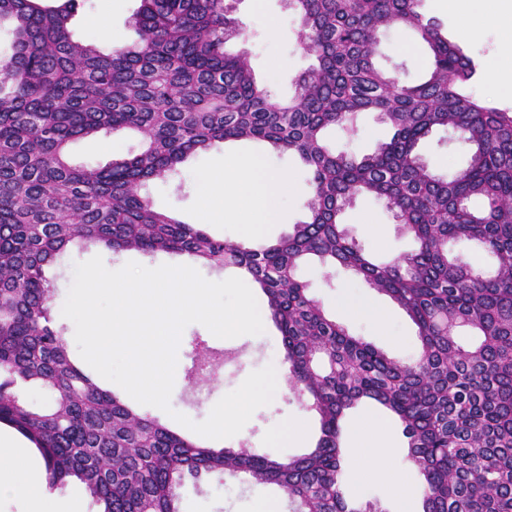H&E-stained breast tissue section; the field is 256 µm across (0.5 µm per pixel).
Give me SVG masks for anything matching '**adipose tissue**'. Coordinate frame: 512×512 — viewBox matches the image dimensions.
Returning <instances> with one entry per match:
<instances>
[{
    "mask_svg": "<svg viewBox=\"0 0 512 512\" xmlns=\"http://www.w3.org/2000/svg\"><path fill=\"white\" fill-rule=\"evenodd\" d=\"M213 183L215 192L209 203L210 211L248 223L255 218L267 221L276 219L278 199L287 189L289 178L283 172L268 173L256 161L228 152L224 155L223 168L213 176ZM361 431L372 440L368 453L376 475L386 482L395 499L408 500L412 490L391 467L392 450L385 444L381 428L369 421ZM2 487L25 494L31 504V512H83L82 503L76 499L67 506H60L57 496L49 491L42 475L35 472L22 443L11 435L0 433Z\"/></svg>",
    "mask_w": 512,
    "mask_h": 512,
    "instance_id": "1",
    "label": "adipose tissue"
}]
</instances>
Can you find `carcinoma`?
<instances>
[{
  "instance_id": "cac0c4a2",
  "label": "carcinoma",
  "mask_w": 512,
  "mask_h": 512,
  "mask_svg": "<svg viewBox=\"0 0 512 512\" xmlns=\"http://www.w3.org/2000/svg\"><path fill=\"white\" fill-rule=\"evenodd\" d=\"M87 0H0V423L32 442L49 486H84L98 512H181L186 476L275 485L294 512H381L347 495L341 446L349 413L378 405L403 427L422 512H512V110L464 88L473 61L424 21L419 0H287L316 64L294 95L271 101L245 52L228 0H139L137 41L104 51L71 21ZM410 28L427 44L424 79L405 85L376 61L380 35ZM376 112L394 133L360 158L325 131L352 132ZM129 129L139 153L76 165L69 146ZM448 132L466 160L431 172L418 152ZM257 140L312 172L307 220L274 242L211 236L156 210L143 184L177 173L219 142ZM383 202L417 248L376 263L342 222L360 196ZM468 241L486 269L448 250ZM186 255L232 265L256 283L276 323L288 382L320 435L299 456L219 448L138 412L78 366L53 318L46 268L68 246ZM310 258L350 270L389 296L420 342L411 360L352 335L297 276ZM213 351L194 340L191 374ZM37 391L43 400L30 394Z\"/></svg>"
}]
</instances>
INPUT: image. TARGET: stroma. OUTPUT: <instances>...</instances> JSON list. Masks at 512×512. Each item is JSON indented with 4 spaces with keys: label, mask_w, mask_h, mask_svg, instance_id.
I'll use <instances>...</instances> for the list:
<instances>
[{
    "label": "stroma",
    "mask_w": 512,
    "mask_h": 512,
    "mask_svg": "<svg viewBox=\"0 0 512 512\" xmlns=\"http://www.w3.org/2000/svg\"><path fill=\"white\" fill-rule=\"evenodd\" d=\"M139 7V0H88L72 20L77 37L98 40L103 49L110 50L130 42L134 32L130 20ZM234 17L243 29L242 38L228 42L229 50H245L257 81L266 86L275 99L292 95L299 74L314 61L299 45L300 21L288 9L285 0H235ZM512 44V25L497 23L481 26L479 34L462 43L461 51L470 57L476 75L468 90L482 104L505 107L498 85L487 78L488 71L512 73V55L504 47ZM378 65L401 82H420L428 65V50L415 32L385 33L380 39L376 56ZM358 132L347 137L340 129H330L327 138L331 147L355 156L371 153L379 141L390 138V128L374 112H365L357 119ZM140 149L139 136L131 131L110 134L92 141L80 140L70 147L71 159L77 165H103L113 158L136 154ZM232 150L260 158L267 170L287 173L290 188L281 200L282 218L279 223L262 228L260 237L274 240L287 234L292 225L306 216L305 203L309 198L312 174L296 155L274 151L267 143L237 141L216 144L209 151L188 158L179 167L177 175L168 180L147 182L142 193L153 205L173 214L188 224L205 225L210 234L229 241L245 240V227L232 219L206 218L204 202L209 194V178L224 165L225 151ZM420 154L431 170L442 175L453 174L463 166L464 156L448 142L445 131H437L421 147ZM343 222L350 234L367 253L381 262L392 261L399 254L413 248V240L404 235L384 205L371 197L358 198L343 214ZM101 256L111 270L134 261L154 268L163 264L183 265L186 257L135 251L99 255L97 249L71 250L51 265L47 276L54 284L53 311L56 325L61 329L70 352H77L75 326L62 317L61 311L74 277L76 264L94 256ZM299 276L309 285L311 296L320 300L336 320L345 325L354 336L360 337L389 356L408 360L419 350L416 328L405 312L389 297L370 288L364 281L352 277L340 267L326 269L314 264L301 268ZM206 338L217 353L210 374L197 379L189 376L188 357L193 337ZM180 370L175 377L170 397V411L149 407L148 412L170 428H177L173 413H181L192 421H204L212 407L228 392L238 388L253 371L274 366L276 371H287L283 360L281 336L273 321H266L259 335L239 336L231 340L212 336L201 324L188 325L178 347ZM378 420L385 440L393 448V466L402 474L410 488H418L416 469L405 460L406 440L402 425L394 417L374 406H362L352 412L349 425H356L364 417ZM307 420L311 430L307 438L295 441L286 438L287 427L296 419ZM318 418L303 409L291 390L278 388L269 405L258 408L249 422L235 436L222 439L221 444L235 448L248 444L256 453L273 457L298 455L306 451L318 432ZM345 452L351 461L346 477L351 498L377 503L381 512H420L419 496H411L404 503L393 499L385 482L370 474V459L360 448L353 433L344 436ZM182 512H260L263 506L275 507L276 512H290L288 496L273 485H253L236 478L218 480L205 475L200 479H186L181 488Z\"/></svg>",
    "instance_id": "35a3bbf8"
}]
</instances>
